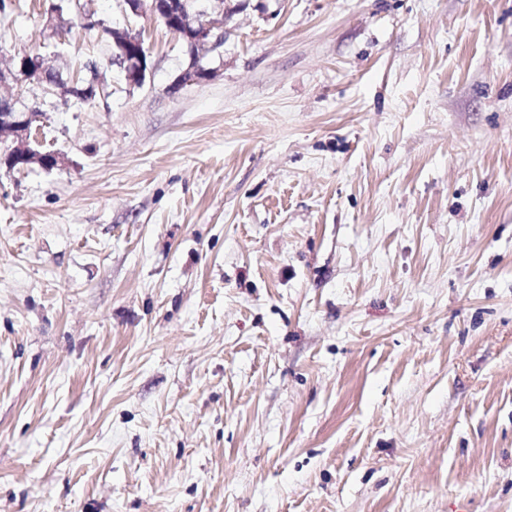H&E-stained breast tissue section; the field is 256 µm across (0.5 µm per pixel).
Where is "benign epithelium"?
<instances>
[{"label": "benign epithelium", "instance_id": "1", "mask_svg": "<svg viewBox=\"0 0 512 512\" xmlns=\"http://www.w3.org/2000/svg\"><path fill=\"white\" fill-rule=\"evenodd\" d=\"M126 15L139 17L149 10L163 21L165 26L176 34L181 33L182 26L195 24L192 39L217 49L224 40V17L208 19L185 18L182 13V0H123ZM112 60L122 64L124 77L131 87L145 83L148 64L145 58L134 52L130 45L121 47V52L112 56ZM26 63V72L22 76L11 67H0V88L3 86L44 87L47 71L51 69L48 59L40 53H26L22 59ZM38 106L18 112L0 113V146L4 148V162L10 165L22 164L26 168L31 163L55 168L62 163L60 156L37 149L39 140L34 129L38 118Z\"/></svg>", "mask_w": 512, "mask_h": 512}]
</instances>
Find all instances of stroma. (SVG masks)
Segmentation results:
<instances>
[{
  "mask_svg": "<svg viewBox=\"0 0 512 512\" xmlns=\"http://www.w3.org/2000/svg\"><path fill=\"white\" fill-rule=\"evenodd\" d=\"M0 13L100 92L0 165V512H512V0H211L212 75ZM122 52L112 56V61H118L124 68V77L130 87H138L145 83L148 64L145 58L135 53L129 44L121 47Z\"/></svg>",
  "mask_w": 512,
  "mask_h": 512,
  "instance_id": "obj_1",
  "label": "stroma"
}]
</instances>
